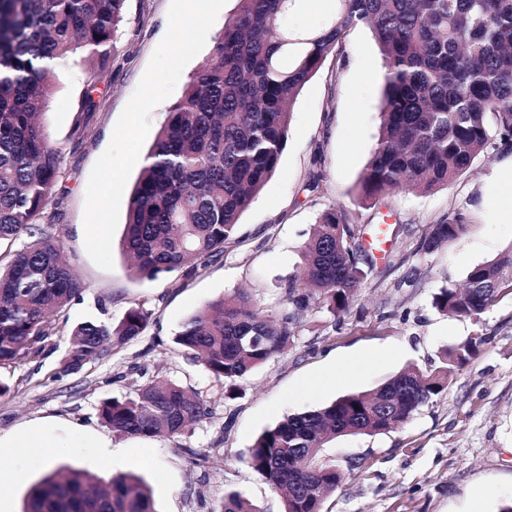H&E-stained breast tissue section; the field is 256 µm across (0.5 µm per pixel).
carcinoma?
<instances>
[{
  "label": "carcinoma",
  "instance_id": "carcinoma-1",
  "mask_svg": "<svg viewBox=\"0 0 512 512\" xmlns=\"http://www.w3.org/2000/svg\"><path fill=\"white\" fill-rule=\"evenodd\" d=\"M126 0H0V242H27L0 266V367L41 353L59 314L82 294L61 239L44 227L54 201L58 148L40 120L54 67L80 57L103 71L122 31ZM213 37V53L146 154L131 192L123 248L131 270L152 280L193 273L224 251L242 213L276 173L293 106L329 57L341 59L351 30L366 26L384 69L381 125L362 173L359 204L375 207L388 191L427 193L463 175L492 133L512 141V0H338L334 21L317 31L288 24L296 0H236ZM456 215L432 225L418 251L432 253L464 232ZM360 230L343 209L323 212L306 243L303 288L294 311L274 324L243 293L205 303L175 343L224 380L235 382L287 350L291 324L313 298L346 311L362 277ZM512 284V252L474 267L465 284L433 297L441 313L477 317ZM151 313L139 306L116 324L90 318L74 326L62 372L79 371L142 335ZM477 352L471 339L448 349L442 366L406 368L376 389L342 396L264 430L243 456L283 492L284 512H322L339 483L319 463L327 443L386 433L441 394L455 369ZM102 423L126 436L182 435L211 414L209 401L173 381H151L98 408ZM24 512H155L134 475L107 485L84 468L51 467L30 490ZM210 512H260L235 493Z\"/></svg>",
  "mask_w": 512,
  "mask_h": 512
}]
</instances>
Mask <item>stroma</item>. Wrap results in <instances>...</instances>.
Returning <instances> with one entry per match:
<instances>
[{
    "label": "stroma",
    "mask_w": 512,
    "mask_h": 512,
    "mask_svg": "<svg viewBox=\"0 0 512 512\" xmlns=\"http://www.w3.org/2000/svg\"><path fill=\"white\" fill-rule=\"evenodd\" d=\"M234 8L235 0H126V33L110 69L56 67L43 116L59 150L60 201L48 208L50 231L63 240L83 293L61 313L39 355L0 368V383L10 388L0 395V435L46 424L57 441V465L86 468L97 443H109L126 463L98 469V476L142 477L156 512H209L227 493L260 512H283L281 494L241 459L259 434L288 415L373 390L405 368L432 371L449 347L476 338L477 355L409 420L323 448L322 463L342 474L323 512H497L512 498V295L476 318L440 313L432 297L512 252V183L500 178L512 164V144L493 140L447 187L421 195L397 190L377 208L358 204L384 84L367 28L352 30L343 61L328 59L302 89L278 169L223 253L193 274H131L122 238L140 160ZM90 84L97 106L83 114ZM331 208L351 212L361 228L364 275L350 310L336 318L312 300L292 324L288 351L239 380L237 398H225L223 381L175 345L176 333L206 302L242 289L265 314L290 312L287 293L303 279L310 229ZM457 213L466 220L464 234L432 254L419 252L429 226ZM139 305L151 313L142 336L57 376L73 325L91 317L116 322ZM155 379L203 392L210 416L191 433L144 438L101 422L102 399L132 395ZM211 449L223 461L196 465L193 452Z\"/></svg>",
    "instance_id": "obj_1"
}]
</instances>
